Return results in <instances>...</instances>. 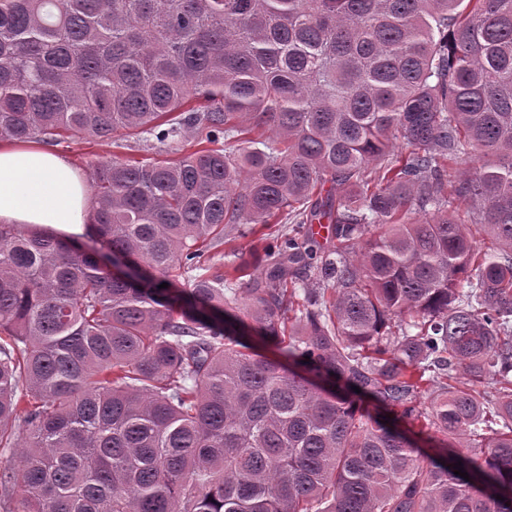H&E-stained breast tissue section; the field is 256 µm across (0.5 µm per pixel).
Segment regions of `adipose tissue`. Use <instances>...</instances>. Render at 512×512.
<instances>
[{"label": "adipose tissue", "instance_id": "ef3b65f1", "mask_svg": "<svg viewBox=\"0 0 512 512\" xmlns=\"http://www.w3.org/2000/svg\"><path fill=\"white\" fill-rule=\"evenodd\" d=\"M91 217L87 187L66 158L35 142H0V224L37 225L79 237Z\"/></svg>", "mask_w": 512, "mask_h": 512}]
</instances>
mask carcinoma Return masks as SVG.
<instances>
[{"mask_svg": "<svg viewBox=\"0 0 512 512\" xmlns=\"http://www.w3.org/2000/svg\"><path fill=\"white\" fill-rule=\"evenodd\" d=\"M69 131L167 158L91 174L134 278L0 224L13 512H512V0H0V140ZM252 238L250 237H236V239L228 244H223L215 249H210L204 257V263L206 271L201 273L207 274H222L224 273L225 257L224 252H228L230 248H236L239 252L248 254L252 247ZM398 430L410 438L424 456H433L435 448H439L446 443L445 437L434 431H424L420 433V428L416 424L399 422Z\"/></svg>", "mask_w": 512, "mask_h": 512, "instance_id": "obj_1", "label": "carcinoma"}]
</instances>
